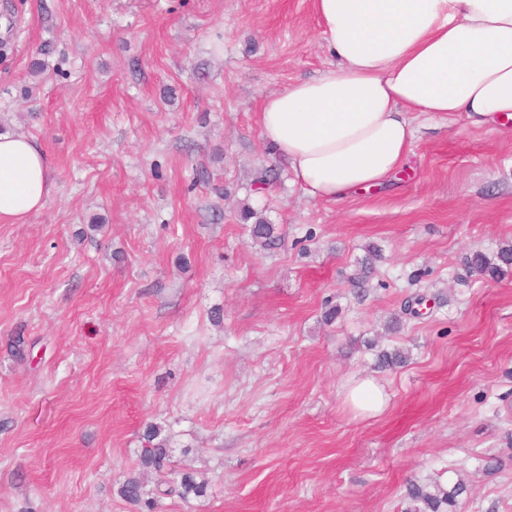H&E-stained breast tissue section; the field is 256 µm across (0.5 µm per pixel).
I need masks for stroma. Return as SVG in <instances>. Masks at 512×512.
Listing matches in <instances>:
<instances>
[{"instance_id": "35a3bbf8", "label": "stroma", "mask_w": 512, "mask_h": 512, "mask_svg": "<svg viewBox=\"0 0 512 512\" xmlns=\"http://www.w3.org/2000/svg\"><path fill=\"white\" fill-rule=\"evenodd\" d=\"M0 39V129L52 183L0 224V512H137L119 487L154 489L151 425L171 480L207 482L156 512H403L409 484L459 479L457 512H512V271L463 264L512 242V123L414 118L391 182L331 203L258 125L331 63L312 0H0ZM364 375L391 402L361 420ZM256 217V212L249 208L243 209L239 215L243 222H248ZM275 230V225L267 224L262 218L257 217L250 224V237L253 244L259 245L263 249L273 248L280 241V236L277 235ZM148 443L151 445L142 448L140 453V464L144 470L153 471L155 474L160 473L169 460V448L163 441L152 443L158 436V431L154 426H150L146 435Z\"/></svg>"}]
</instances>
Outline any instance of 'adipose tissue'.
<instances>
[{
	"label": "adipose tissue",
	"mask_w": 512,
	"mask_h": 512,
	"mask_svg": "<svg viewBox=\"0 0 512 512\" xmlns=\"http://www.w3.org/2000/svg\"><path fill=\"white\" fill-rule=\"evenodd\" d=\"M336 63L265 97L262 138L315 199L389 183L412 146L409 115L462 113L476 127L512 120V0H313ZM50 161L23 134L0 133V223L38 212ZM344 401L381 414L383 386L354 380Z\"/></svg>",
	"instance_id": "obj_1"
}]
</instances>
